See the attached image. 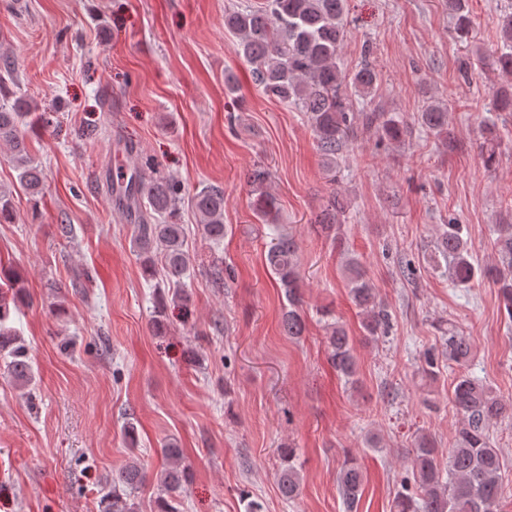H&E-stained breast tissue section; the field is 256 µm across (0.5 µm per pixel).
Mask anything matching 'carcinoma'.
Listing matches in <instances>:
<instances>
[{"label":"carcinoma","instance_id":"carcinoma-1","mask_svg":"<svg viewBox=\"0 0 512 512\" xmlns=\"http://www.w3.org/2000/svg\"><path fill=\"white\" fill-rule=\"evenodd\" d=\"M346 0H264L228 13L224 25L234 35V53L252 67L255 85L268 98L289 104L305 113L314 133L318 150L327 168L333 170L346 157L357 134L368 133L379 140L404 141L407 126L391 113L374 104L381 75L369 62L360 63L350 72L340 62L346 38L344 25ZM456 14L460 37L469 34V19L464 0H448ZM503 46L496 59L498 70L512 75V10L500 20ZM15 61L0 60V142L11 146L20 188L31 197L42 192L44 170L29 154L22 129L47 124L49 118L36 113L31 103L13 89ZM370 108L356 112L357 100ZM418 123L430 133L445 137L448 133V108L429 102L418 113ZM484 163L492 168L498 162L502 137L493 122L482 128ZM270 173L257 165L248 172L246 183L253 210L262 221H274L279 207L270 190ZM112 183L115 205L127 213L134 224L133 246L141 259L146 277L156 273V257H161L166 281L177 285L172 297L186 301L184 278L189 272V258L184 250L185 228L173 221L183 199L181 184L164 176L150 163L143 170L134 167L117 170ZM203 233L215 242L224 239V190L207 185L191 197ZM347 206L333 193L318 219V231L336 239V231ZM462 224H443L434 242L435 252L449 263L451 284L468 286L478 275H490L499 288V297L508 320L512 321V224H496L493 233L494 262L485 268L474 264ZM268 267L278 278L288 301L283 313V329L293 338L303 335L306 323L300 313L301 285L295 242L282 234L266 255ZM351 285L350 295L362 315L365 337L377 339L391 328L387 309L366 278L357 258L345 265ZM19 290L16 279L0 280V357L7 375L19 385L29 384L34 365L28 349L19 344L17 330L10 325L12 312L18 310ZM448 361L463 367L472 354L469 337L450 330L442 337ZM328 360L345 382L358 381V365L350 337L336 322L326 324ZM422 372L434 379L440 373L438 358L431 350L422 356ZM452 406L460 422L451 450L448 473L437 463L435 441L422 435L410 450V469L394 495L392 512H502L500 505L501 451L490 436L493 424L512 420V401L494 394L481 379L460 373L453 386ZM161 469L156 497L157 512H180L182 494L189 472L182 463L180 449L172 445L162 449ZM282 463L277 481L282 496L292 501L301 487V471L294 463L295 449H281ZM365 474L352 457L341 463L337 486L347 512H357L363 493ZM146 481L143 465L134 460L112 476V494L104 500L102 512H138L139 489Z\"/></svg>","mask_w":512,"mask_h":512}]
</instances>
